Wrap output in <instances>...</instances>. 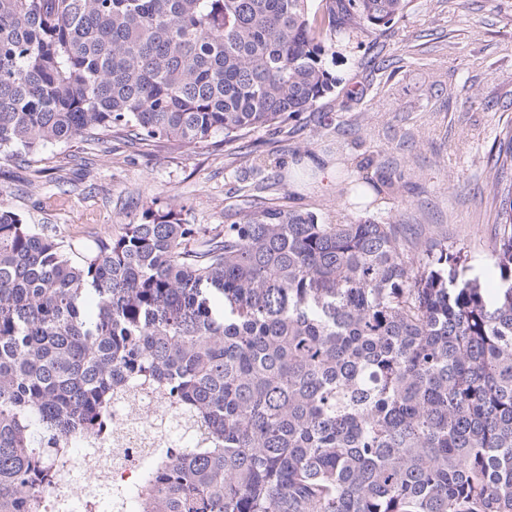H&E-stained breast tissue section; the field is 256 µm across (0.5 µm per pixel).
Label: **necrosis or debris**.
Returning a JSON list of instances; mask_svg holds the SVG:
<instances>
[{
  "label": "necrosis or debris",
  "instance_id": "obj_1",
  "mask_svg": "<svg viewBox=\"0 0 512 512\" xmlns=\"http://www.w3.org/2000/svg\"><path fill=\"white\" fill-rule=\"evenodd\" d=\"M111 432L78 442L59 465L46 498L50 512H110L112 492L134 489L146 477L155 449L181 446L188 433L174 404L161 392L142 389L135 399L113 402Z\"/></svg>",
  "mask_w": 512,
  "mask_h": 512
}]
</instances>
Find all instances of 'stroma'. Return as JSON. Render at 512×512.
<instances>
[{
	"label": "stroma",
	"instance_id": "35a3bbf8",
	"mask_svg": "<svg viewBox=\"0 0 512 512\" xmlns=\"http://www.w3.org/2000/svg\"><path fill=\"white\" fill-rule=\"evenodd\" d=\"M326 65L333 92L241 148L78 136L37 163L1 162L0 206L83 252L150 200L217 226L262 196L322 224L370 218L412 241L443 232L482 269L497 229L492 150L512 129V0H413L382 32L337 39ZM305 158L370 181L375 204H351L341 185L323 190Z\"/></svg>",
	"mask_w": 512,
	"mask_h": 512
}]
</instances>
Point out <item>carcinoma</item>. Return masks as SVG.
<instances>
[{"mask_svg":"<svg viewBox=\"0 0 512 512\" xmlns=\"http://www.w3.org/2000/svg\"><path fill=\"white\" fill-rule=\"evenodd\" d=\"M0 0V160L75 136L230 145L337 84L324 57L412 0ZM492 294L439 234L257 202L148 207L86 254L0 207V512H46L63 440L130 378L185 411L140 512H512V134Z\"/></svg>","mask_w":512,"mask_h":512,"instance_id":"obj_1","label":"carcinoma"}]
</instances>
